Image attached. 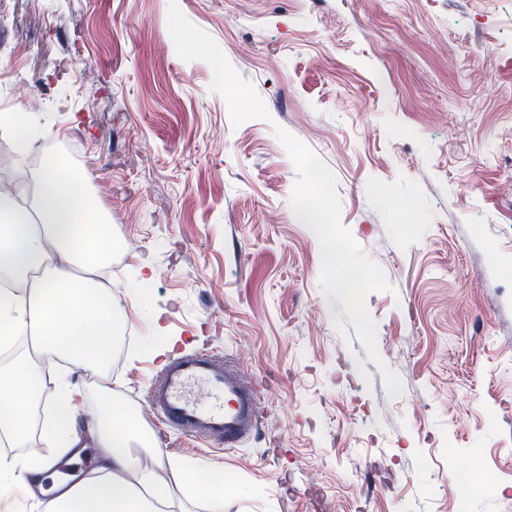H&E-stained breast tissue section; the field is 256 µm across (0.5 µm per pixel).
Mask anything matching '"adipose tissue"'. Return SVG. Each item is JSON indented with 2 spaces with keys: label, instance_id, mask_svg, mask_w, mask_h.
Returning <instances> with one entry per match:
<instances>
[{
  "label": "adipose tissue",
  "instance_id": "1",
  "mask_svg": "<svg viewBox=\"0 0 512 512\" xmlns=\"http://www.w3.org/2000/svg\"><path fill=\"white\" fill-rule=\"evenodd\" d=\"M83 170L64 171L50 161L36 179L29 203L0 193V275L14 288L0 289V347L25 335L35 356L63 358L90 372L106 367L116 340L115 316L96 270L112 255L115 236L107 216L84 186ZM44 396L43 378L25 360L0 367V437L27 445L31 413ZM55 410L42 427L59 457H77L86 444L98 450L95 477L35 501L33 512H167L169 488L140 478L139 449L155 447L124 411L105 407L91 416L75 407L68 380H60ZM50 459L0 460V505L11 508L18 492L42 486Z\"/></svg>",
  "mask_w": 512,
  "mask_h": 512
}]
</instances>
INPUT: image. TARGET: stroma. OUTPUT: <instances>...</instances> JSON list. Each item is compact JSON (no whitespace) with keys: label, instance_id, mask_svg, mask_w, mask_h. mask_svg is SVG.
<instances>
[{"label":"stroma","instance_id":"1","mask_svg":"<svg viewBox=\"0 0 512 512\" xmlns=\"http://www.w3.org/2000/svg\"><path fill=\"white\" fill-rule=\"evenodd\" d=\"M1 111L18 188L64 157L126 242L134 345L50 384L154 433L204 336L268 395L244 447L147 456L176 512H512V0H0ZM170 468L177 483L195 487L210 497H215L218 494L216 492L218 487L214 481L211 478L202 477L192 464L170 460Z\"/></svg>","mask_w":512,"mask_h":512}]
</instances>
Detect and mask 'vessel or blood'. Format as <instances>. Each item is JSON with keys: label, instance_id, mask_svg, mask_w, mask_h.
Listing matches in <instances>:
<instances>
[{"label": "vessel or blood", "instance_id": "vessel-or-blood-1", "mask_svg": "<svg viewBox=\"0 0 512 512\" xmlns=\"http://www.w3.org/2000/svg\"><path fill=\"white\" fill-rule=\"evenodd\" d=\"M146 398L159 422L209 444L238 448L256 430L261 392L220 355L180 349L162 364Z\"/></svg>", "mask_w": 512, "mask_h": 512}]
</instances>
